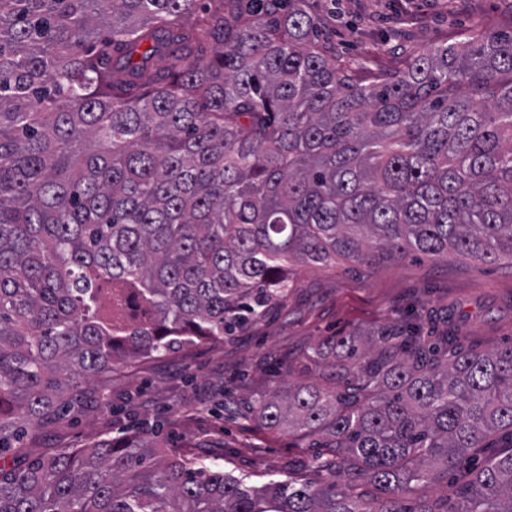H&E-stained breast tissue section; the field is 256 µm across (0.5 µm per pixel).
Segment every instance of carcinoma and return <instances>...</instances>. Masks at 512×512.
<instances>
[{
  "label": "carcinoma",
  "mask_w": 512,
  "mask_h": 512,
  "mask_svg": "<svg viewBox=\"0 0 512 512\" xmlns=\"http://www.w3.org/2000/svg\"><path fill=\"white\" fill-rule=\"evenodd\" d=\"M197 2L0 0V459L77 378L234 335L298 264L512 265V32L360 87L307 0ZM327 345L323 383L254 411L321 438L320 481L254 487L139 432L1 466L0 512H446L425 493L450 475L453 512H512V346Z\"/></svg>",
  "instance_id": "1"
}]
</instances>
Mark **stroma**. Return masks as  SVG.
<instances>
[{"label":"stroma","instance_id":"1","mask_svg":"<svg viewBox=\"0 0 512 512\" xmlns=\"http://www.w3.org/2000/svg\"><path fill=\"white\" fill-rule=\"evenodd\" d=\"M317 36L355 83L402 70L423 49L465 32L512 31V0H309ZM455 310L463 335L484 349L512 345V267L456 254L370 265L301 267L287 298L247 329L161 358L115 369L94 406L45 421L25 438L45 453L145 429L165 444L254 485L287 474L291 461L317 456L287 429L257 425L260 396L313 382L309 357L338 336L369 337L383 327L427 324Z\"/></svg>","mask_w":512,"mask_h":512}]
</instances>
